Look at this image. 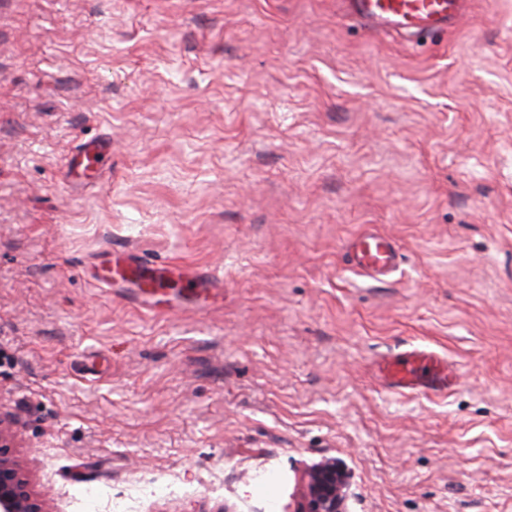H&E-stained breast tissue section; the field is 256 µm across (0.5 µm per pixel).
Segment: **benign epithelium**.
Here are the masks:
<instances>
[{"instance_id":"benign-epithelium-1","label":"benign epithelium","mask_w":512,"mask_h":512,"mask_svg":"<svg viewBox=\"0 0 512 512\" xmlns=\"http://www.w3.org/2000/svg\"><path fill=\"white\" fill-rule=\"evenodd\" d=\"M346 474L326 459L305 476L294 512H346ZM0 512H48L30 489V479L10 448V434L0 427Z\"/></svg>"}]
</instances>
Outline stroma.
I'll return each instance as SVG.
<instances>
[{
  "mask_svg": "<svg viewBox=\"0 0 512 512\" xmlns=\"http://www.w3.org/2000/svg\"><path fill=\"white\" fill-rule=\"evenodd\" d=\"M126 251L216 290L96 286ZM412 347L447 395L376 379ZM0 417L51 512L172 472L139 512H293L326 458L348 512H512V0L423 47L336 0H0ZM400 253L396 243L376 232L358 234L349 244L352 269L363 275L380 279L395 271Z\"/></svg>",
  "mask_w": 512,
  "mask_h": 512,
  "instance_id": "1",
  "label": "stroma"
}]
</instances>
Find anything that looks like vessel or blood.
I'll return each mask as SVG.
<instances>
[{
    "label": "vessel or blood",
    "instance_id": "b4317fda",
    "mask_svg": "<svg viewBox=\"0 0 512 512\" xmlns=\"http://www.w3.org/2000/svg\"><path fill=\"white\" fill-rule=\"evenodd\" d=\"M467 4L468 0H345L344 9L368 25L405 31L421 40L452 27L464 15ZM399 259L396 243L376 232L356 235L349 244L351 268L370 278L389 275ZM166 271V266L129 252L118 263L102 265L97 281L108 287L115 280L133 277L149 290L160 283ZM374 371L387 388L401 393L444 394L453 377L447 359L424 348L380 357Z\"/></svg>",
    "mask_w": 512,
    "mask_h": 512
}]
</instances>
